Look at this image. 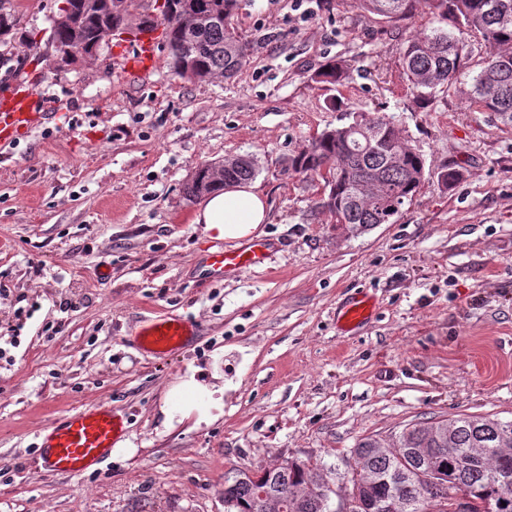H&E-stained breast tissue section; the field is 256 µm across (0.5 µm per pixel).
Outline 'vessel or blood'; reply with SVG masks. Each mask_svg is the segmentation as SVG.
<instances>
[{"mask_svg": "<svg viewBox=\"0 0 512 512\" xmlns=\"http://www.w3.org/2000/svg\"><path fill=\"white\" fill-rule=\"evenodd\" d=\"M0 113V142L11 140L15 131L33 121L43 120L49 107L47 97H32L28 91L13 89ZM272 246L265 239H254L237 247L219 246L209 252L206 262L210 279L221 281L247 269L265 267ZM375 304L371 296L349 297L337 309L336 324L354 332L369 324ZM200 333L196 321L177 315L157 316L144 321L131 332L130 342L140 353L165 356L191 347ZM129 435V421L106 405L76 409L51 420L39 432L35 450L37 467L43 473L80 477L100 471L113 448Z\"/></svg>", "mask_w": 512, "mask_h": 512, "instance_id": "1", "label": "vessel or blood"}]
</instances>
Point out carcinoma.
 <instances>
[{
    "mask_svg": "<svg viewBox=\"0 0 512 512\" xmlns=\"http://www.w3.org/2000/svg\"><path fill=\"white\" fill-rule=\"evenodd\" d=\"M121 13L106 8V0H63L52 20L49 45L87 46L100 43L108 32H131V19L156 10L152 27L162 28L170 65L191 82L235 76L249 55L248 45L233 21L239 0H125ZM416 0H360L365 12L389 22L413 12ZM430 12L443 23L430 33L410 39L403 50V68L417 99L430 103L448 89L466 67L471 55L468 36L477 33L489 49L480 71L473 76L472 101L484 112L512 123V0H426ZM189 8L209 16L211 23L188 29L181 10ZM19 19L0 0V64L12 61L10 48ZM348 66L342 61L326 65L317 81L342 82ZM287 173L318 176L329 188L326 211L348 224H388L426 178L425 160L406 147L392 120L384 115L354 119L353 124L324 130L306 148L288 159ZM256 161L235 167L218 163L197 168L183 185L189 199L228 184L256 178ZM377 182L385 191L379 204L360 192ZM397 449L382 448L380 439L367 436L354 446L356 467L348 477L353 512H455L457 497L469 499L470 512H512V488H503L501 476H512V419L459 414L432 422H410L395 436ZM381 473L367 483L365 473ZM260 480L242 479L241 470L224 473V512H336L330 508L329 483L313 479L311 470L298 463L281 469L265 468Z\"/></svg>",
    "mask_w": 512,
    "mask_h": 512,
    "instance_id": "1",
    "label": "carcinoma"
}]
</instances>
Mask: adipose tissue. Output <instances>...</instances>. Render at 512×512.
I'll use <instances>...</instances> for the list:
<instances>
[{
    "label": "adipose tissue",
    "mask_w": 512,
    "mask_h": 512,
    "mask_svg": "<svg viewBox=\"0 0 512 512\" xmlns=\"http://www.w3.org/2000/svg\"><path fill=\"white\" fill-rule=\"evenodd\" d=\"M210 236L224 240H246L266 221V204L255 185H233L207 196L194 218ZM224 409V391L189 375L174 384L161 408L163 424L194 419L211 424Z\"/></svg>",
    "instance_id": "obj_1"
}]
</instances>
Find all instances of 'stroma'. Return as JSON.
I'll list each match as a JSON object with an SVG mask.
<instances>
[{
    "label": "stroma",
    "instance_id": "1",
    "mask_svg": "<svg viewBox=\"0 0 512 512\" xmlns=\"http://www.w3.org/2000/svg\"><path fill=\"white\" fill-rule=\"evenodd\" d=\"M62 4L17 5L20 66L0 69V95L21 80L56 102L54 120L0 144V332H20L0 358V512H224L227 468L285 460L342 497L364 436L461 413L512 419V126L471 99L481 39L423 106L402 69L406 41L438 24L423 5L392 25L360 0H241L246 63L194 83L162 43L147 80L126 75L111 34L94 60L58 69L46 39ZM331 60L349 65L342 85L315 79ZM376 113L428 176L392 223L356 235L322 211V180L284 162ZM248 155L272 264L209 282L212 241L183 185ZM447 166L463 172L451 190L437 182ZM361 290L374 319L341 334L336 308ZM155 312L197 320V344L166 357L128 348ZM191 372L220 378L224 412L164 429L166 395ZM99 404L129 416L128 454L81 478L36 472L37 430Z\"/></svg>",
    "mask_w": 512,
    "mask_h": 512
}]
</instances>
